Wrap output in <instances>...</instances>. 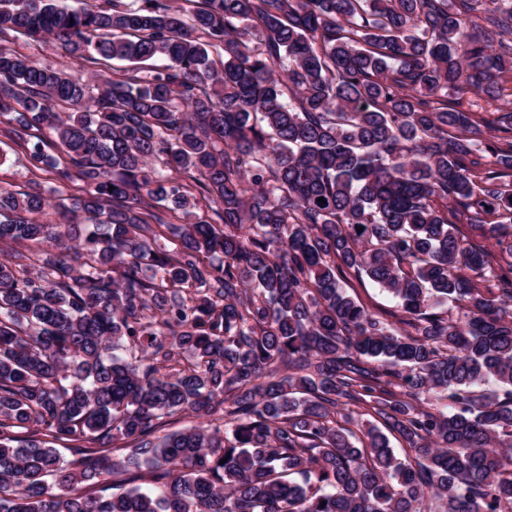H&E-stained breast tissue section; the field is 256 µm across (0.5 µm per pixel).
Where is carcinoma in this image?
<instances>
[{
    "label": "carcinoma",
    "instance_id": "obj_1",
    "mask_svg": "<svg viewBox=\"0 0 512 512\" xmlns=\"http://www.w3.org/2000/svg\"><path fill=\"white\" fill-rule=\"evenodd\" d=\"M58 2L0 0L103 66L0 45L57 182L0 189V512H512V0ZM19 51L33 56L35 59L42 63L55 65V66H66L69 67L71 73L75 77L86 78L90 76L92 70L99 69V65L92 63L77 64L71 62L69 59L62 57L52 46L49 44L39 46H28L22 42H17L15 45L12 44ZM350 287L348 290L355 294L359 300L370 309L395 310V303L386 292L380 290L368 280L358 281L354 276H350Z\"/></svg>",
    "mask_w": 512,
    "mask_h": 512
}]
</instances>
